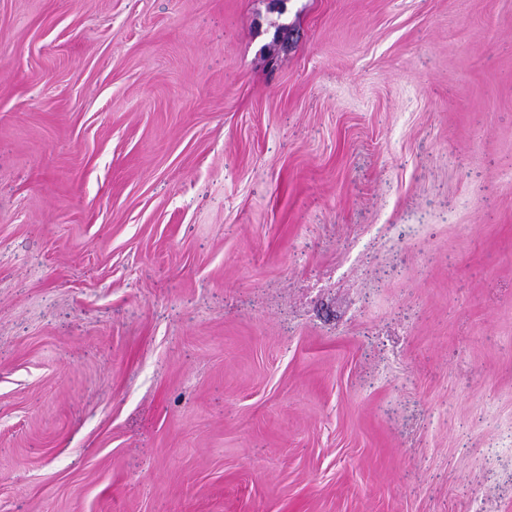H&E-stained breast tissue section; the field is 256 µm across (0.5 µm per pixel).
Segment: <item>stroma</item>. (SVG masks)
I'll use <instances>...</instances> for the list:
<instances>
[{
  "mask_svg": "<svg viewBox=\"0 0 512 512\" xmlns=\"http://www.w3.org/2000/svg\"><path fill=\"white\" fill-rule=\"evenodd\" d=\"M0 512H512V0H0Z\"/></svg>",
  "mask_w": 512,
  "mask_h": 512,
  "instance_id": "stroma-1",
  "label": "stroma"
}]
</instances>
